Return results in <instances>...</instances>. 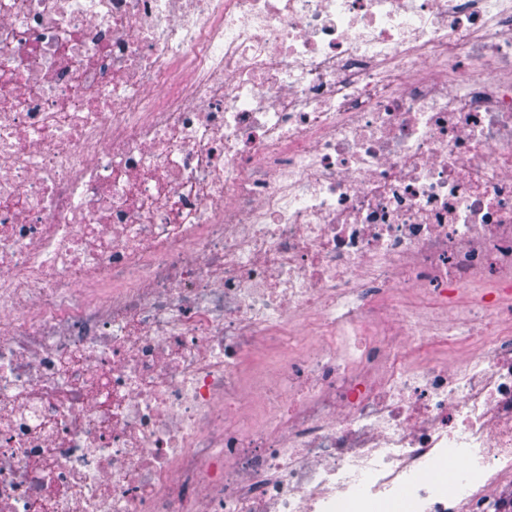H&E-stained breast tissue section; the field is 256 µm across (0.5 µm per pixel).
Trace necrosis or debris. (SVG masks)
Returning a JSON list of instances; mask_svg holds the SVG:
<instances>
[{"mask_svg":"<svg viewBox=\"0 0 512 512\" xmlns=\"http://www.w3.org/2000/svg\"><path fill=\"white\" fill-rule=\"evenodd\" d=\"M404 499L512 512V0H0V512Z\"/></svg>","mask_w":512,"mask_h":512,"instance_id":"4bbe7bcc","label":"necrosis or debris"}]
</instances>
